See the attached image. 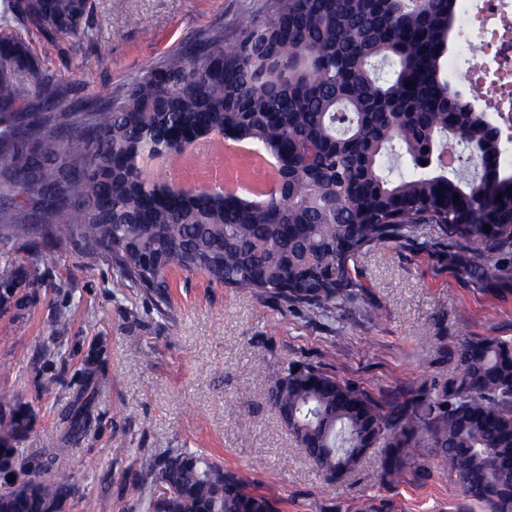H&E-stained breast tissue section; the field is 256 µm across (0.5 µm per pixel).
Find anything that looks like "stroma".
Masks as SVG:
<instances>
[{
	"mask_svg": "<svg viewBox=\"0 0 512 512\" xmlns=\"http://www.w3.org/2000/svg\"><path fill=\"white\" fill-rule=\"evenodd\" d=\"M273 0H89L84 29L58 35L56 50L0 19V35H18L21 56L40 57L65 103L88 111L122 94L148 69L190 41L223 28L233 41L242 19L270 14ZM112 60L98 67L99 56ZM42 267L26 239L8 246L0 281V393L31 414L11 442L18 459L54 444L77 486L64 512H143V490L124 482L152 453L189 449L241 472L280 498L282 512H324L332 502L366 498L384 512H459L460 488L440 475L423 486L387 490L371 473L376 453L327 485L268 405L271 375L283 362L334 366L339 378L385 397L447 377L446 354L463 338L512 341V281L499 293L460 276L447 257L409 243L364 254L356 277L367 295L331 319L280 312L206 276L169 272L164 297L116 281L111 260L78 245L55 246ZM265 349L257 369L254 353ZM96 382H89V369ZM94 420L79 439L62 421L78 393Z\"/></svg>",
	"mask_w": 512,
	"mask_h": 512,
	"instance_id": "stroma-1",
	"label": "stroma"
}]
</instances>
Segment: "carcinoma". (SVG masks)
Masks as SVG:
<instances>
[{
  "instance_id": "carcinoma-1",
  "label": "carcinoma",
  "mask_w": 512,
  "mask_h": 512,
  "mask_svg": "<svg viewBox=\"0 0 512 512\" xmlns=\"http://www.w3.org/2000/svg\"><path fill=\"white\" fill-rule=\"evenodd\" d=\"M87 7L10 0L8 11L27 32L77 35ZM459 13L458 0H276L232 45L222 32L196 41L86 115L0 39V242L40 230L107 256L120 282L149 293L181 269L315 319L364 300L355 266L379 244L446 251L462 277L492 282L504 267L491 260L512 258V173L500 170L512 134L449 88ZM227 130L278 159L277 195L204 197L141 178L146 144ZM450 136L461 148L451 168ZM474 152L480 170L468 176ZM448 363L431 389L377 397L324 364L291 361L268 402L328 483L375 449L378 485L442 474L485 512H512V345L465 339ZM91 419L77 398L69 437ZM28 420L14 411L0 436V475L13 477L0 512L61 509L76 493L53 452L15 457L10 441ZM127 481L148 488L146 512H279L245 475L195 452L152 455Z\"/></svg>"
}]
</instances>
